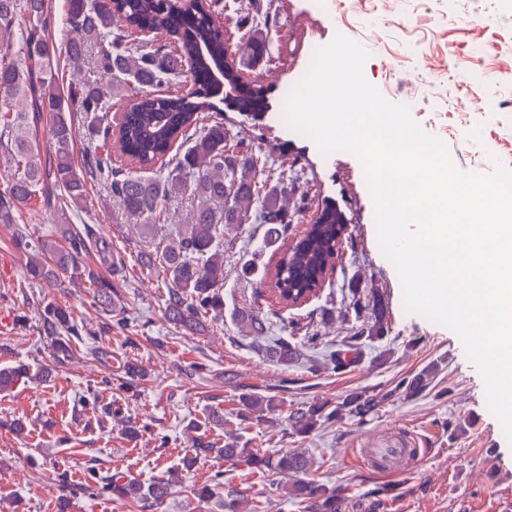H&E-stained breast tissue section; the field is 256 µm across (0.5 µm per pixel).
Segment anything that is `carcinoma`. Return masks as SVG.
I'll return each mask as SVG.
<instances>
[{
  "instance_id": "carcinoma-1",
  "label": "carcinoma",
  "mask_w": 512,
  "mask_h": 512,
  "mask_svg": "<svg viewBox=\"0 0 512 512\" xmlns=\"http://www.w3.org/2000/svg\"><path fill=\"white\" fill-rule=\"evenodd\" d=\"M211 0H194L192 14L177 9L171 0H67L64 16L57 17L48 0H0V37L19 33L24 55L12 57L0 48V162L13 170L0 187V224L13 225L14 243L27 254L26 271L33 281L46 280L63 271L78 284L94 287L92 304L111 317L107 328L128 329V320L112 309L117 289L81 263L88 249V235L69 228V214L77 212L85 201L87 184L100 179L109 185L112 200L126 217L136 221L145 236H152L159 224L171 223L166 203L180 196L191 200L188 223L168 238L163 248L147 263L162 269L167 283L165 315L167 320L188 332H197L207 321L224 315L221 277L224 271V225L261 224L266 244L273 246L288 235L291 219L282 203L278 187L259 194L251 173L257 160L226 150L224 124H200V114L213 108V92L161 94L159 90L182 77L185 67L211 72L224 71V34L213 23ZM120 15L126 29L139 33L165 31L177 41L166 48L136 41L126 29L112 28ZM67 29L69 58L78 63L88 51L96 54L100 69L109 76L104 81L92 72L83 75L68 93L61 92L55 78L56 45L50 33L57 26ZM141 92L128 101L116 122L108 121L113 100L127 92ZM52 114L50 136L53 150L43 159L33 152L31 137L43 113ZM84 114L94 150L81 164H75L73 146L74 113ZM181 142L179 157L164 173L151 165L170 153ZM143 167L130 173L112 167V147ZM39 198L60 214L62 233L68 247L60 248L47 237L33 236L26 225L17 222L19 206ZM343 216L331 212L327 223L314 228L303 248L283 251L285 274L277 276L276 287L283 295L295 288L303 293L323 285L336 261V220ZM233 321L248 336H266L273 320L250 308L235 311ZM43 335L49 341L53 365H62L73 356V343L88 345L89 353L102 360L111 351L100 345L99 337L82 331L65 308L49 304L40 313ZM386 303L374 296L370 320L354 329L349 340L338 348L328 347L324 360L337 372L357 365L362 348L385 338ZM266 359L288 368L302 356L300 345L278 337L262 346ZM438 373V365L402 377L395 390L406 397L421 395ZM34 375L48 377L50 368ZM24 363L0 366V391L8 390L31 375ZM389 395L366 390L347 394L336 406L331 402L302 404L287 416L294 433L305 435L323 421L340 414L361 418L382 406ZM236 417L240 428L266 424L273 428L278 420L268 416L277 410L274 397L243 393L238 399ZM195 456L212 453L226 460L243 462L253 473L277 487L281 474H301L303 478L289 486L287 495L303 512H340L344 490L330 487L307 476L310 461L304 453L280 448L272 453L241 448L227 440L224 447L198 438L192 448ZM173 469L148 483L129 479L119 473L104 474L87 468L85 483L76 484L66 468L56 470L60 496L57 512H67L78 490H96L116 500H131L149 512L164 503L170 494ZM224 473L216 472L197 489L203 501H215L217 512H240L243 500L237 490L223 494Z\"/></svg>"
}]
</instances>
